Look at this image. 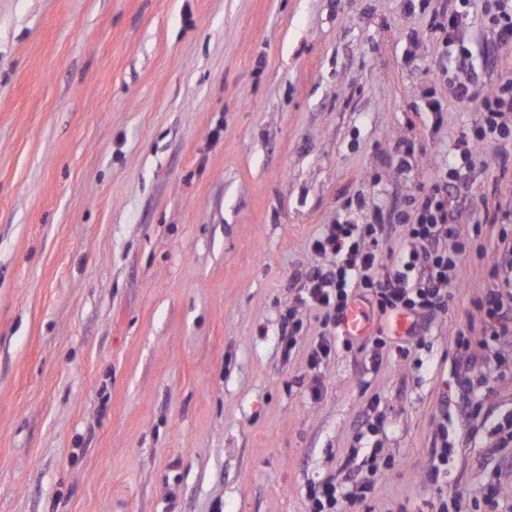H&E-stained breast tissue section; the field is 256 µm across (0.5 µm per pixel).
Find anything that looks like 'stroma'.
I'll list each match as a JSON object with an SVG mask.
<instances>
[{
  "label": "stroma",
  "mask_w": 512,
  "mask_h": 512,
  "mask_svg": "<svg viewBox=\"0 0 512 512\" xmlns=\"http://www.w3.org/2000/svg\"><path fill=\"white\" fill-rule=\"evenodd\" d=\"M442 5L0 0V512H309L310 484L347 493L353 448L375 495L340 512H433L491 482L512 512L488 433L512 411V335H481L475 307L511 148L476 147L472 250L413 340L364 297L351 338L298 301L329 225L378 220L382 261L405 258L401 214L512 78L485 0L450 35ZM441 63L479 73L470 102ZM465 383L482 410L441 429ZM444 443L448 477L429 480Z\"/></svg>",
  "instance_id": "1"
}]
</instances>
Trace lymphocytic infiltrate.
Masks as SVG:
<instances>
[{
	"label": "lymphocytic infiltrate",
	"instance_id": "obj_1",
	"mask_svg": "<svg viewBox=\"0 0 512 512\" xmlns=\"http://www.w3.org/2000/svg\"><path fill=\"white\" fill-rule=\"evenodd\" d=\"M506 112H512V80L484 99L482 119L470 134L471 147L434 176L428 190L415 200L410 215L405 216L404 230L413 248L400 263L382 264L378 253L381 227L376 223L333 224L314 239L313 250L331 256L332 261L306 273L301 290L304 305L323 312L337 324L360 288L370 291L384 313L445 308L449 289L463 272L467 250L461 245L450 254L439 242L455 233L454 212L464 197L466 175L473 168L474 145L490 136H512V128L500 121ZM496 279V288L478 307L485 315V328L511 334L512 272L497 273Z\"/></svg>",
	"mask_w": 512,
	"mask_h": 512
}]
</instances>
